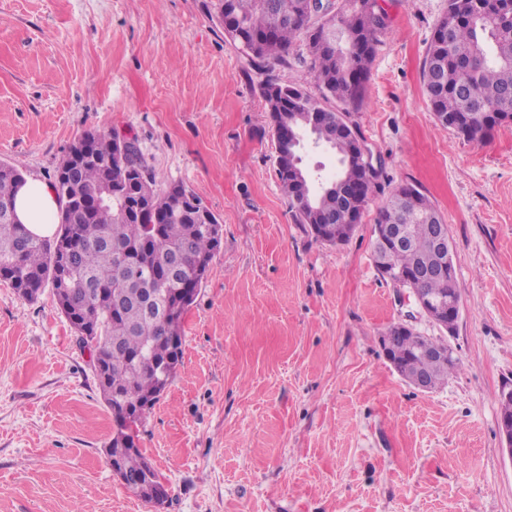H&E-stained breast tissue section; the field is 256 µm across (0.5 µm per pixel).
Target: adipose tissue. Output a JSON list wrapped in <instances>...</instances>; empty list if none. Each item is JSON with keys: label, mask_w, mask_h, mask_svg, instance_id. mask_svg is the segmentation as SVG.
I'll return each mask as SVG.
<instances>
[{"label": "adipose tissue", "mask_w": 512, "mask_h": 512, "mask_svg": "<svg viewBox=\"0 0 512 512\" xmlns=\"http://www.w3.org/2000/svg\"><path fill=\"white\" fill-rule=\"evenodd\" d=\"M17 219L38 237H52L56 230L59 201L47 182L30 177L19 187L15 201Z\"/></svg>", "instance_id": "adipose-tissue-1"}]
</instances>
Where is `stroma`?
Instances as JSON below:
<instances>
[{"label":"stroma","mask_w":512,"mask_h":512,"mask_svg":"<svg viewBox=\"0 0 512 512\" xmlns=\"http://www.w3.org/2000/svg\"><path fill=\"white\" fill-rule=\"evenodd\" d=\"M363 105L382 163L349 241H315L277 175L270 119L218 0H0V163L52 180L85 132L134 137L160 187L223 226L184 320L182 361L139 432L160 512H512L499 395L512 384V125L469 142L422 82L447 0H379ZM413 183L445 224L461 287L459 369L405 382L380 338L414 314L378 274L385 195ZM112 417L58 310L0 281V512H159L112 475Z\"/></svg>","instance_id":"stroma-1"}]
</instances>
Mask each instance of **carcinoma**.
Instances as JSON below:
<instances>
[{
  "mask_svg": "<svg viewBox=\"0 0 512 512\" xmlns=\"http://www.w3.org/2000/svg\"><path fill=\"white\" fill-rule=\"evenodd\" d=\"M307 0H219L224 33L245 48L272 121L279 179L292 200L297 223L323 241L320 225L359 224L371 195L381 189L377 170L352 154L356 130L341 136L338 115L357 109L377 35L387 27L378 0H342L322 22L306 13ZM305 37L313 60L311 81L344 105L325 108L303 88L272 75L286 63L292 42ZM423 86L436 120L482 142L499 124L512 123V0H448L426 49ZM94 151L73 145L56 168L52 185L64 204L53 240L41 239L13 219L18 164H0V280L34 300L51 282L56 305L89 350L100 392L112 413L109 448L130 438L126 411L143 420L170 384L182 358L183 319L195 302L220 239L211 231L218 218L188 191L165 189L145 164L139 147L115 156L112 134L87 132ZM336 153V175L310 177L302 167L305 142ZM414 225L409 245L389 253L390 267L408 270L434 263L426 224L442 223L433 204L411 183L396 188L379 209L376 223L389 224L397 211ZM423 294H440V280L403 283ZM454 363L431 366L413 358L411 369L427 371L433 387L448 383ZM123 486L147 503L144 486L152 470L139 446L130 443L119 461Z\"/></svg>",
  "mask_w": 512,
  "mask_h": 512,
  "instance_id": "cac0c4a2",
  "label": "carcinoma"
}]
</instances>
